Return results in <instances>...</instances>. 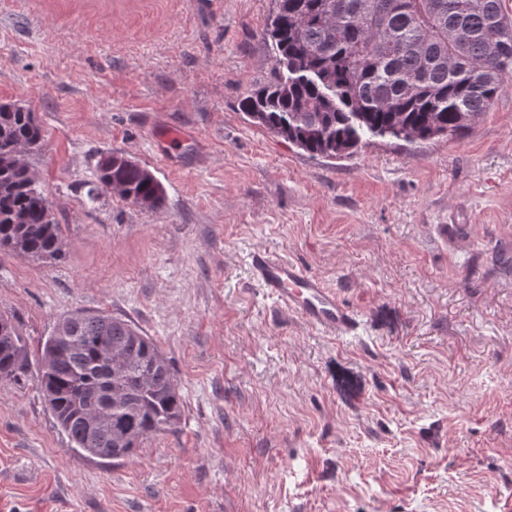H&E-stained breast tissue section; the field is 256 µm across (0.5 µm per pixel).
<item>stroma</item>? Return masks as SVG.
Returning a JSON list of instances; mask_svg holds the SVG:
<instances>
[{
  "mask_svg": "<svg viewBox=\"0 0 512 512\" xmlns=\"http://www.w3.org/2000/svg\"><path fill=\"white\" fill-rule=\"evenodd\" d=\"M274 0H0V104L60 227L0 250V312L31 361L0 379V512H512V74L461 133L313 158L239 109L275 63ZM124 154L165 191L102 189ZM265 249L321 277L331 337L253 280ZM83 310L170 359L176 433L77 454L40 392L43 340Z\"/></svg>",
  "mask_w": 512,
  "mask_h": 512,
  "instance_id": "obj_1",
  "label": "stroma"
}]
</instances>
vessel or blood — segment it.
<instances>
[{
    "mask_svg": "<svg viewBox=\"0 0 512 512\" xmlns=\"http://www.w3.org/2000/svg\"><path fill=\"white\" fill-rule=\"evenodd\" d=\"M251 268L259 286L308 325L329 335L356 328L355 313L335 290L296 262L257 251L251 256Z\"/></svg>",
    "mask_w": 512,
    "mask_h": 512,
    "instance_id": "1",
    "label": "vessel or blood"
}]
</instances>
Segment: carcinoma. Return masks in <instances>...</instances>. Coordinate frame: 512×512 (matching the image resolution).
Returning a JSON list of instances; mask_svg holds the SVG:
<instances>
[{
	"label": "carcinoma",
	"mask_w": 512,
	"mask_h": 512,
	"mask_svg": "<svg viewBox=\"0 0 512 512\" xmlns=\"http://www.w3.org/2000/svg\"><path fill=\"white\" fill-rule=\"evenodd\" d=\"M276 59L269 79L241 100L253 123L312 157L350 155L374 138L422 141L458 134L488 111L512 73V17L502 0H275L263 29ZM44 139L33 113L0 111V250L54 260L59 225L29 167L4 161ZM133 203L158 210L155 176L112 154L96 167ZM52 328L40 389L73 449L130 458L144 441L176 431L184 401L170 360L134 323L81 310ZM29 361L15 324L0 313V379Z\"/></svg>",
	"instance_id": "1"
}]
</instances>
